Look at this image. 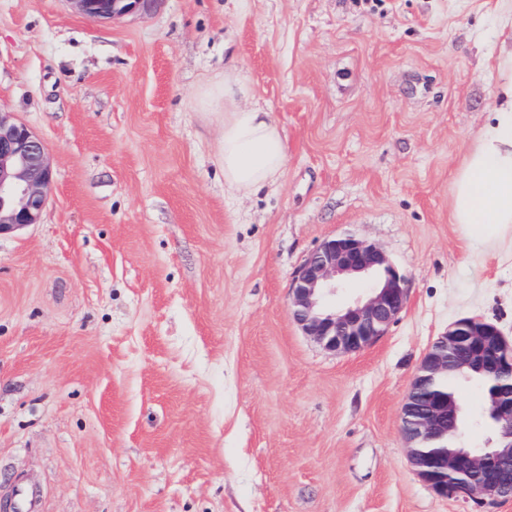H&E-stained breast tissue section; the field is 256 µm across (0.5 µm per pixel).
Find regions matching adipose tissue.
<instances>
[{
  "mask_svg": "<svg viewBox=\"0 0 512 512\" xmlns=\"http://www.w3.org/2000/svg\"><path fill=\"white\" fill-rule=\"evenodd\" d=\"M499 30L501 42L488 49L496 64V105L456 174L451 199L453 223L488 249L512 246V14L500 18ZM246 91L245 77L228 71L223 83L200 93L208 111L223 117L217 157L233 196L276 183L285 171L279 128L268 112L239 106Z\"/></svg>",
  "mask_w": 512,
  "mask_h": 512,
  "instance_id": "ef3b65f1",
  "label": "adipose tissue"
}]
</instances>
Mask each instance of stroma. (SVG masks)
Masks as SVG:
<instances>
[{
	"label": "stroma",
	"mask_w": 512,
	"mask_h": 512,
	"mask_svg": "<svg viewBox=\"0 0 512 512\" xmlns=\"http://www.w3.org/2000/svg\"><path fill=\"white\" fill-rule=\"evenodd\" d=\"M501 0H162L92 20L0 0V108L48 149L41 223L0 237V501L34 512H512L443 498L399 413L454 321L512 341V261L451 222L494 105ZM248 79L284 177L224 187L198 90ZM353 233L406 279L358 353L289 313L292 277ZM485 445L477 384L458 386Z\"/></svg>",
	"instance_id": "stroma-1"
}]
</instances>
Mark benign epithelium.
<instances>
[{
	"instance_id": "7a95c632",
	"label": "benign epithelium",
	"mask_w": 512,
	"mask_h": 512,
	"mask_svg": "<svg viewBox=\"0 0 512 512\" xmlns=\"http://www.w3.org/2000/svg\"><path fill=\"white\" fill-rule=\"evenodd\" d=\"M82 15L99 20L149 12L161 0H70ZM53 170L43 141L13 113L0 110V235L39 223ZM352 276L365 277L367 297L340 306L336 295ZM289 311L305 335L324 349L357 353L388 330L407 302L405 278L377 245L355 234L325 239L294 275ZM485 372L498 381L489 414L495 425L488 446L428 451L444 435L462 439L461 407L420 396L436 378ZM400 431L417 475L442 497L512 499V342L490 323L462 318L428 347L400 408Z\"/></svg>"
}]
</instances>
